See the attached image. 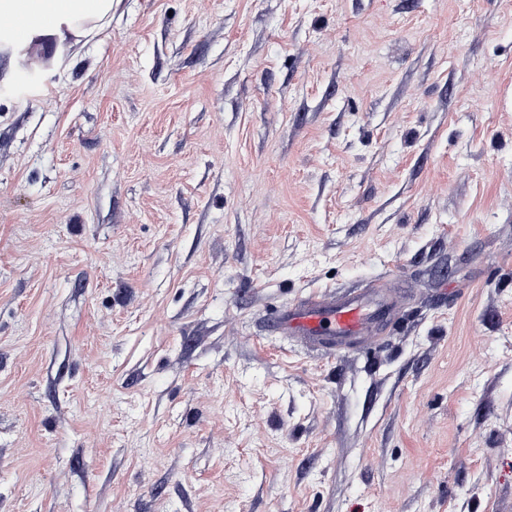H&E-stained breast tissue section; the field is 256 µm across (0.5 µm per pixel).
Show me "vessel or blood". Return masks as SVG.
Segmentation results:
<instances>
[{
    "mask_svg": "<svg viewBox=\"0 0 512 512\" xmlns=\"http://www.w3.org/2000/svg\"><path fill=\"white\" fill-rule=\"evenodd\" d=\"M394 312V302L386 291L313 295L281 312L277 322L289 333L332 346L339 340L369 336L376 320Z\"/></svg>",
    "mask_w": 512,
    "mask_h": 512,
    "instance_id": "1",
    "label": "vessel or blood"
}]
</instances>
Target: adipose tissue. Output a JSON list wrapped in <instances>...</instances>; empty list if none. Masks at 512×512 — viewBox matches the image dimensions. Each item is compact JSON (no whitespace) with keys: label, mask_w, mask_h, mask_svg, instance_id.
Returning <instances> with one entry per match:
<instances>
[{"label":"adipose tissue","mask_w":512,"mask_h":512,"mask_svg":"<svg viewBox=\"0 0 512 512\" xmlns=\"http://www.w3.org/2000/svg\"><path fill=\"white\" fill-rule=\"evenodd\" d=\"M17 16L31 21V38H54L60 55L67 37L90 38L110 23L112 0H0V48L16 45L6 22Z\"/></svg>","instance_id":"ef3b65f1"}]
</instances>
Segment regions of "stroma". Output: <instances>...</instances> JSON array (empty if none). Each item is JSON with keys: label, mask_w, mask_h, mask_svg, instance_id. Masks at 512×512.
<instances>
[{"label": "stroma", "mask_w": 512, "mask_h": 512, "mask_svg": "<svg viewBox=\"0 0 512 512\" xmlns=\"http://www.w3.org/2000/svg\"><path fill=\"white\" fill-rule=\"evenodd\" d=\"M0 50V512H512V0H113ZM390 288L326 351L274 317Z\"/></svg>", "instance_id": "1"}]
</instances>
